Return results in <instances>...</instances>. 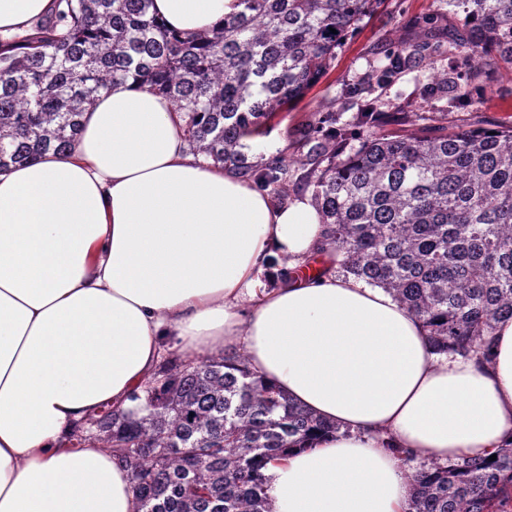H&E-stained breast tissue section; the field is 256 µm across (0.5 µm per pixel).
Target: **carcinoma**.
<instances>
[{
	"instance_id": "cac0c4a2",
	"label": "carcinoma",
	"mask_w": 512,
	"mask_h": 512,
	"mask_svg": "<svg viewBox=\"0 0 512 512\" xmlns=\"http://www.w3.org/2000/svg\"><path fill=\"white\" fill-rule=\"evenodd\" d=\"M152 2L56 0L25 34L0 36V168L70 149L98 97L133 79L184 113L192 151L286 199L287 162L256 156L251 141L320 82L378 0H239L221 27L195 36L170 33ZM447 2L463 29L446 41L421 30L376 67L381 82L440 50L451 71L462 58L512 67V0ZM417 118L408 132L376 100L351 124L319 113L303 135L323 165L315 203L337 271L388 290L436 353L467 356L512 317V125L491 135L446 112ZM128 399L70 440L126 463L136 512H271L267 465L339 430L240 354L168 358ZM495 454L441 464L404 453L408 512H512V445Z\"/></svg>"
}]
</instances>
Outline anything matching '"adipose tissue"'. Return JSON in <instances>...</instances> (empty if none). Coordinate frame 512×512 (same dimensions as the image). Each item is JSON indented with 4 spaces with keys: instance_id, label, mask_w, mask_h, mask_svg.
Here are the masks:
<instances>
[{
    "instance_id": "1",
    "label": "adipose tissue",
    "mask_w": 512,
    "mask_h": 512,
    "mask_svg": "<svg viewBox=\"0 0 512 512\" xmlns=\"http://www.w3.org/2000/svg\"><path fill=\"white\" fill-rule=\"evenodd\" d=\"M238 0H153L211 30ZM54 0H0V33ZM165 96L100 95L71 150L0 171V512H135L130 475L72 446L166 354L236 351L338 433L269 464L271 512H407L398 454L441 463L512 441V318L488 352L437 355L383 288L305 264L327 233L310 195L277 202L191 152Z\"/></svg>"
}]
</instances>
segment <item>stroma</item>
Segmentation results:
<instances>
[{
  "label": "stroma",
  "mask_w": 512,
  "mask_h": 512,
  "mask_svg": "<svg viewBox=\"0 0 512 512\" xmlns=\"http://www.w3.org/2000/svg\"><path fill=\"white\" fill-rule=\"evenodd\" d=\"M444 16L450 27H461L460 18L448 14L446 0H380L377 8L361 23L357 33L338 49L336 61L324 79L296 108L260 138L254 151L271 159H290L288 192L292 195L314 191L307 161V148L300 140L306 123L318 113L335 111L337 124L352 121L365 101L381 98L401 111L406 128H414L420 112H444L448 99L444 96L421 95L435 72L446 70L448 59L437 56L407 67L387 86L377 83L372 67L387 61L399 41L410 38L412 30L426 17ZM482 87L465 95L460 112L468 123L494 129L512 124V71L487 69Z\"/></svg>",
  "instance_id": "stroma-1"
}]
</instances>
